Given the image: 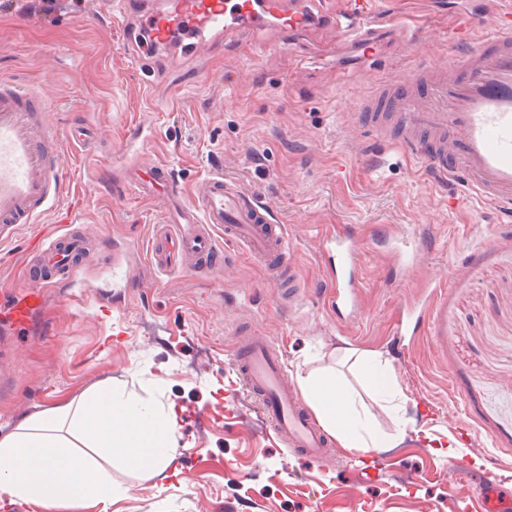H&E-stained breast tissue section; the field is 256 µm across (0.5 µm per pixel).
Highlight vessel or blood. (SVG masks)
Instances as JSON below:
<instances>
[{
	"label": "vessel or blood",
	"instance_id": "obj_1",
	"mask_svg": "<svg viewBox=\"0 0 512 512\" xmlns=\"http://www.w3.org/2000/svg\"><path fill=\"white\" fill-rule=\"evenodd\" d=\"M499 23L480 40L469 41L447 66L419 63L412 77L425 81L431 93L423 99L401 80H379L363 100L366 125L379 138L425 163L448 181L474 192L484 202L512 208V13L499 11ZM315 15L307 0H172L145 17L157 44L182 38L196 42L232 38L257 29H273L288 38L308 31ZM336 48L359 49L373 57L380 43L392 39L395 27H382L366 0L331 16ZM49 104L43 93L0 79V227L32 224L62 192L65 156L59 133L44 117ZM128 189L160 200L168 215L157 225L148 249L153 270L180 274L198 261L215 260L228 243L240 244L250 256L287 262L284 227L253 191L215 172L200 179L191 193L175 183L169 164L155 161L127 171ZM87 247L85 237L55 232L36 250L26 286L10 290L0 301V326L29 329L45 312L50 282L44 269L68 270ZM331 261L328 305L337 317L359 306L361 263L353 236L345 229L326 239ZM430 293L407 306L397 325L401 337L419 330L435 334L437 313ZM234 359L244 386L267 413L277 436L309 461L327 456L330 440L304 411L298 390L288 383L284 363L267 337L243 331L235 338ZM483 512H507L497 484L479 488Z\"/></svg>",
	"mask_w": 512,
	"mask_h": 512
}]
</instances>
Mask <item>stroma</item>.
<instances>
[{"mask_svg":"<svg viewBox=\"0 0 512 512\" xmlns=\"http://www.w3.org/2000/svg\"><path fill=\"white\" fill-rule=\"evenodd\" d=\"M399 22L404 46L374 57L316 53L330 33L268 49L270 33L200 55L155 51L162 83L128 54L122 31L91 0H0V78L50 98V127L81 120L99 134L95 154L64 141L65 185L53 211L0 242V285L20 286L29 244L79 218L99 243L72 272H55L49 312L32 332L0 331V429L62 404L109 378L173 406L170 466L144 480L117 466L121 500L84 512H481L470 472L487 469L512 490V223L497 207L441 181L361 123L371 80L407 77L416 61L448 62V31L472 16L495 22L483 0H373ZM140 132L127 163L167 161L183 192L220 171L242 183L286 227L297 304L281 298L266 264L239 248L185 276L123 263L132 284L112 289V253L147 247L158 203L117 187L112 160ZM124 153V152H123ZM345 226L361 260L360 305L337 318L324 301L323 240ZM412 235L414 268L393 261L389 236ZM441 279V337L401 342L402 310ZM112 291L102 315L97 292ZM266 335L289 381L333 365L335 349L381 353L408 400L396 444L365 453L335 448L311 464L280 441L247 393L233 360L236 332Z\"/></svg>","mask_w":512,"mask_h":512,"instance_id":"35a3bbf8","label":"stroma"}]
</instances>
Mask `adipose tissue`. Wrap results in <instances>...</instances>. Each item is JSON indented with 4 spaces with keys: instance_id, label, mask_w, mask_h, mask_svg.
I'll list each match as a JSON object with an SVG mask.
<instances>
[{
    "instance_id": "obj_1",
    "label": "adipose tissue",
    "mask_w": 512,
    "mask_h": 512,
    "mask_svg": "<svg viewBox=\"0 0 512 512\" xmlns=\"http://www.w3.org/2000/svg\"><path fill=\"white\" fill-rule=\"evenodd\" d=\"M362 387L354 389L335 368L299 375L298 384L323 428L347 451L384 448L394 440L381 430L368 401L397 414L406 397L379 353L344 350ZM176 413L117 388L104 379L69 402L19 419L0 435V495L56 505L75 498L100 504L120 500L112 461L150 479L176 452Z\"/></svg>"
}]
</instances>
